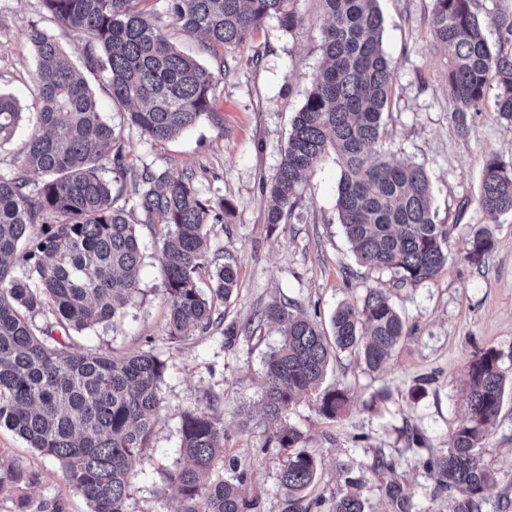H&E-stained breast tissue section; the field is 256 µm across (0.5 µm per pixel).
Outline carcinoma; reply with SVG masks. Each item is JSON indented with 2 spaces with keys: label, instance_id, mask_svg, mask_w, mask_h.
<instances>
[{
  "label": "carcinoma",
  "instance_id": "carcinoma-1",
  "mask_svg": "<svg viewBox=\"0 0 512 512\" xmlns=\"http://www.w3.org/2000/svg\"><path fill=\"white\" fill-rule=\"evenodd\" d=\"M44 19L86 38L80 60L47 29L27 33L37 69L36 112L20 164L0 173V427L56 461L89 504L90 512H128L131 468L149 446L161 402L166 363L150 351L115 358L74 344L73 333L118 323L139 290L142 253L136 224L115 206L132 170L121 133L100 112L89 77L103 78L112 99L128 109L127 123L165 142L205 117L215 125L219 74L235 71L232 49L275 18L286 31L300 23L296 0H163L168 24L200 40L199 53L217 62L212 72L171 42L141 0H42ZM323 64L293 118L288 145L267 189V223L295 216L304 174L332 152L340 162L336 208L356 260L416 286L448 263L451 225L439 224L423 166L397 162L383 151V114L392 92L377 0H321ZM431 27L448 56V96L460 133L468 115L482 111L496 87V112L512 125V51L492 49L473 0H434ZM512 44V14L491 18ZM22 120L15 98L0 92V150ZM110 159V173L100 161ZM41 176L35 182L30 174ZM136 206L144 223L161 226V274L173 340L208 331L216 303L230 299L237 270L218 264L204 248L215 226L234 209L224 197L206 199L194 177L143 166ZM479 207L490 216L512 214V156L484 163ZM494 249L491 233L477 229L465 256L480 265ZM208 278L210 295L200 287ZM41 321H35V318ZM259 323L277 326L278 347L265 363L264 408L279 447L288 450L280 486L289 507L309 512L304 494L317 476L315 456L299 448L303 436L287 424L295 400L319 392L320 414L334 420L349 406L345 389H321L331 356L356 352L379 371L409 334L386 291L369 288L331 317L332 336L284 300L266 306ZM490 349L469 359L466 420L449 447L425 462L436 488L453 494L452 512H482V493L495 475L482 460L489 427L497 420L507 375ZM184 465L168 475L181 512H246L239 485L212 478L224 456V427L206 409L182 414ZM346 491L329 512H365L362 482L341 464ZM386 496L398 512L412 505L389 480Z\"/></svg>",
  "mask_w": 512,
  "mask_h": 512
}]
</instances>
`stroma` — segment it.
Masks as SVG:
<instances>
[{"mask_svg": "<svg viewBox=\"0 0 512 512\" xmlns=\"http://www.w3.org/2000/svg\"><path fill=\"white\" fill-rule=\"evenodd\" d=\"M378 6L393 85L383 149L427 171L437 221L452 227L448 264L437 278L404 287L391 273L359 265L338 221L340 165L332 153L301 185L300 219L276 227L266 222L262 188L276 175L291 120L322 61L327 18L321 0H297L301 22L294 31L272 18L236 49L237 69L223 77L216 93L223 126L205 120L160 144L123 125V146L135 166L193 173L203 197L233 201L232 216L215 227L207 247L237 269L238 286L223 310L225 323L240 328L231 339L223 326L181 340L168 336L160 230L139 225L143 263L126 317L117 329L98 326L74 338L77 346L114 356L150 351L167 365L151 442L132 470L128 512H180L168 475L182 463L181 415L209 405L224 425L217 474L242 478L248 512H290L279 484L283 451L263 411L264 364L280 336L258 325L257 316L284 298L327 327L339 303L359 300L372 287L388 290L410 334L381 371H368L347 352L330 361L325 386L347 389L351 398L341 418L322 417L313 394L292 406L287 421L302 432L318 463L307 498L323 499L317 512H328L327 499L345 489L339 466L346 462L364 484L365 512H394L383 491L392 478L413 512H448L450 494L436 490L423 463L447 448L465 418L467 362L473 353L493 349L512 375V216L491 217L477 202L486 158L512 154V127L499 118L490 92L481 112L469 115L468 133H458L448 101V58L430 28L433 0H378ZM42 17L41 0H0V90L14 95L27 114L0 154L3 174L18 160L31 126L35 52L26 34ZM482 227L492 231L495 248L475 265L464 248ZM414 432L422 445L409 442ZM382 459L392 462L393 473L378 470ZM483 460L496 482L483 493L482 512H512V393L484 442ZM19 468L25 480L14 479ZM0 512H89V506L58 464L1 427Z\"/></svg>", "mask_w": 512, "mask_h": 512, "instance_id": "stroma-1", "label": "stroma"}]
</instances>
